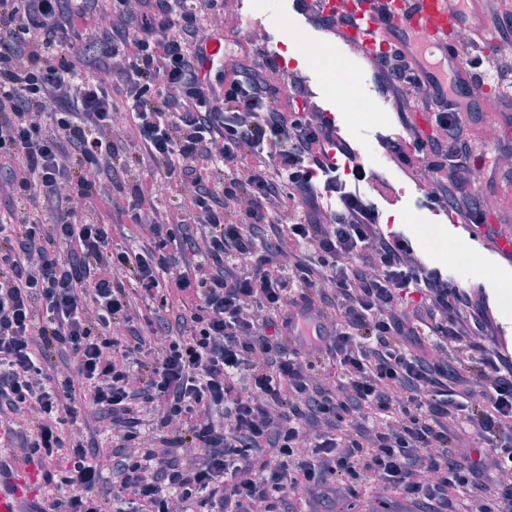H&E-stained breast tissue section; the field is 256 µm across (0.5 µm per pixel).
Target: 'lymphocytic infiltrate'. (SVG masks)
Instances as JSON below:
<instances>
[{
	"label": "lymphocytic infiltrate",
	"mask_w": 512,
	"mask_h": 512,
	"mask_svg": "<svg viewBox=\"0 0 512 512\" xmlns=\"http://www.w3.org/2000/svg\"><path fill=\"white\" fill-rule=\"evenodd\" d=\"M117 2L96 15L85 4L62 13V0H0V172L19 203L0 224V405L38 406L28 457L44 462L62 448L54 416H80L82 385L128 452L118 485L128 504L116 512H170L174 498L198 512H274L277 494L311 495L330 481L345 492L358 478L445 507L455 487L484 491L489 469L512 467V361L490 350L469 359L494 333L483 299L426 268L406 236L383 232L378 210L330 156L348 160L356 181L377 174L310 112L299 80L284 95L268 83L275 58L225 68L223 87L212 85L205 49L224 33L221 0L196 10L155 0L151 14L137 11L148 0ZM89 25L106 39V60L85 79L64 49ZM463 61L470 83L449 81L444 97L398 52L378 59L374 78L398 112L431 114L429 134L407 127V143L389 142L390 152L434 182L432 201L492 237L480 186L465 175L480 170L491 187L512 181V170L501 168L498 143L473 135L471 99L490 73L512 93V61L474 43ZM116 74L139 150L189 191L204 227L190 269L177 270L167 251L173 229L149 220L153 185L131 187L132 219L153 235L142 251L112 244L95 217L114 204L99 187L128 148L114 135ZM65 188L84 200L83 218L63 206ZM330 196L338 204L328 210ZM42 198L61 206L47 231L34 211ZM164 274L192 310L178 316L160 359L114 358L112 329L131 320L126 283L149 293ZM304 313L328 321L330 333L290 346L285 333ZM422 336L434 356L412 351ZM65 349L81 356L80 383L47 391L40 378ZM447 351L459 369H449ZM154 401L165 410L146 436L141 412ZM463 434L477 446L460 454ZM70 454L67 496L32 512H107L99 463L80 442Z\"/></svg>",
	"instance_id": "1"
}]
</instances>
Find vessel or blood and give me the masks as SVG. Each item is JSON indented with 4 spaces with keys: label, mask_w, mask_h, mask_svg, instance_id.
I'll list each match as a JSON object with an SVG mask.
<instances>
[{
    "label": "vessel or blood",
    "mask_w": 512,
    "mask_h": 512,
    "mask_svg": "<svg viewBox=\"0 0 512 512\" xmlns=\"http://www.w3.org/2000/svg\"><path fill=\"white\" fill-rule=\"evenodd\" d=\"M483 0H472L470 14H463L458 0H348V24L340 28V43L355 53L376 60L398 50L415 63V73L424 84H445L448 77L467 79L460 46L449 30L469 28L474 41L486 44L498 34L476 17ZM288 9L306 27L318 16L335 17L333 0H288ZM10 464L0 472V512H25L17 484L27 471L17 449L0 448V458Z\"/></svg>",
    "instance_id": "vessel-or-blood-1"
}]
</instances>
